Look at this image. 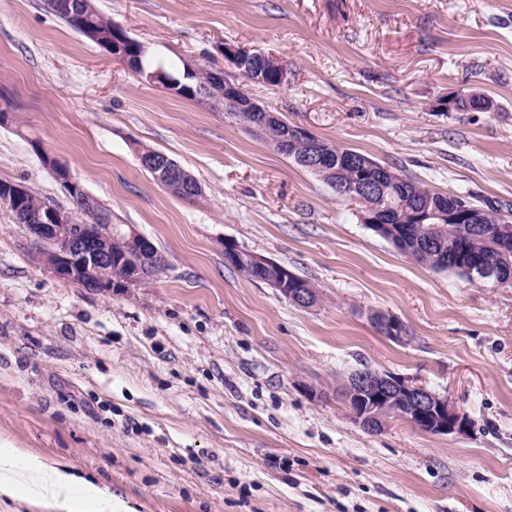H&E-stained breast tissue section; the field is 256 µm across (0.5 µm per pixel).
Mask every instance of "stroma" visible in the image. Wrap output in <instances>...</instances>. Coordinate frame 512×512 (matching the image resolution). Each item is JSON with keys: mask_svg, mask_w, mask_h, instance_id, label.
I'll use <instances>...</instances> for the list:
<instances>
[{"mask_svg": "<svg viewBox=\"0 0 512 512\" xmlns=\"http://www.w3.org/2000/svg\"><path fill=\"white\" fill-rule=\"evenodd\" d=\"M92 4L168 64L233 80L218 43L275 54L287 85L250 88L269 110L429 188L512 206V0ZM458 90L494 111L440 110ZM139 145L202 195L158 185ZM46 153L165 267L90 293L0 203V446L133 512H512V287L415 263L227 114L136 77L44 0H0V180L69 207ZM228 242L309 281L318 305L226 266ZM366 366L447 395L470 427L363 429L336 387Z\"/></svg>", "mask_w": 512, "mask_h": 512, "instance_id": "stroma-1", "label": "stroma"}]
</instances>
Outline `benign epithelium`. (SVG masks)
<instances>
[{"mask_svg":"<svg viewBox=\"0 0 512 512\" xmlns=\"http://www.w3.org/2000/svg\"><path fill=\"white\" fill-rule=\"evenodd\" d=\"M136 45L141 52L147 47L131 38L121 27L112 26V58L129 63L126 45ZM218 53L224 56L237 73L249 75L254 85L281 87L288 83V65L280 58L253 47L219 43ZM196 101L212 111H224L232 107L235 115L249 118L246 129L257 136H266L269 127L283 122V119L251 97L247 90L230 80L224 73L210 72L209 81L198 86ZM277 152L291 156L301 145L306 146L305 154L299 159L314 172L328 170L338 182L352 170L358 173L352 188L363 194H370L384 184L398 183L397 173L388 166L373 165L352 152L343 151L335 156L325 152L316 136L305 126L293 123L288 126L286 135L270 141ZM140 166H147L171 193L198 197L201 186L192 175L176 161L165 154L150 155L144 147H136ZM45 166L57 180L67 185L73 192L92 201L94 196L71 178L67 168L60 165L48 154L42 156ZM28 193L27 186L15 182L0 184V202L10 204L23 199ZM406 224H468L473 232L483 233L492 223V236L498 251L512 249V215L500 213L491 218V212L471 205L461 196L451 199H425L415 207L402 213ZM71 210L48 206L36 218V223L25 224V228L36 242L44 245L43 258L46 265L60 278L71 281L79 287L96 293L110 294L138 287L151 276V268L145 266L126 276L103 278L101 272L124 260L112 254V230L120 227L130 247L137 253L151 251L152 242L129 224H94L87 226L74 238H62L59 225L72 223ZM361 220L382 238L391 237L394 228L390 215L376 206L361 210ZM256 267L265 270L269 286L278 291L290 302L303 308L314 306L318 298L317 290L303 286L298 277L285 267L257 255L248 256ZM453 268L467 279L477 280L495 273L490 263H478L461 253L453 258ZM375 327L389 338L405 339L403 325L393 316L382 314L372 319ZM340 400L349 411L350 418L361 427L374 431L384 428L392 419L403 420L413 428L432 435L461 433L470 425L468 416L461 413L446 395H440L425 387L414 385L390 373L375 369H361L349 374L339 388Z\"/></svg>","mask_w":512,"mask_h":512,"instance_id":"1","label":"benign epithelium"}]
</instances>
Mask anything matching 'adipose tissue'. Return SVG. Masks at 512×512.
Listing matches in <instances>:
<instances>
[{
	"label": "adipose tissue",
	"mask_w": 512,
	"mask_h": 512,
	"mask_svg": "<svg viewBox=\"0 0 512 512\" xmlns=\"http://www.w3.org/2000/svg\"><path fill=\"white\" fill-rule=\"evenodd\" d=\"M55 512H74V499H81V512H112V495L92 480L67 467L46 466L37 456L19 448L0 451V501L17 500L28 487Z\"/></svg>",
	"instance_id": "ef3b65f1"
}]
</instances>
